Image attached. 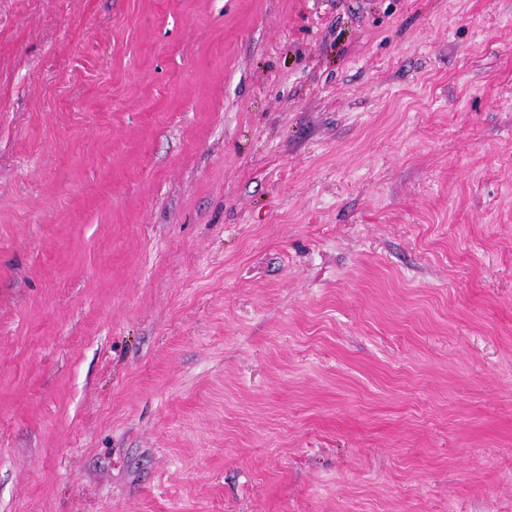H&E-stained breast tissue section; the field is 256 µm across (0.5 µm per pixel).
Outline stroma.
Segmentation results:
<instances>
[{"instance_id": "obj_1", "label": "stroma", "mask_w": 512, "mask_h": 512, "mask_svg": "<svg viewBox=\"0 0 512 512\" xmlns=\"http://www.w3.org/2000/svg\"><path fill=\"white\" fill-rule=\"evenodd\" d=\"M0 512H512V0H0Z\"/></svg>"}]
</instances>
